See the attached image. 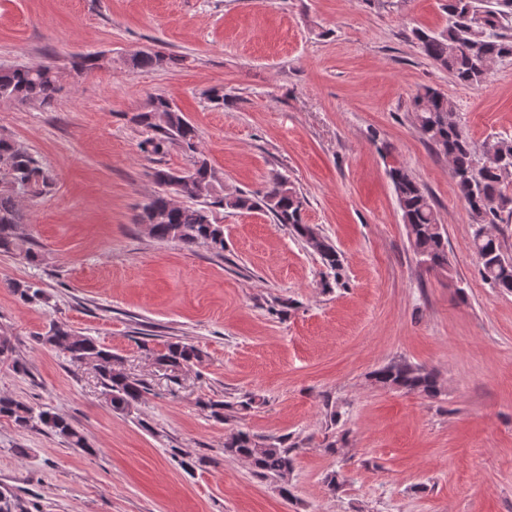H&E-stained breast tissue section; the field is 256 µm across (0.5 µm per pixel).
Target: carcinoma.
Instances as JSON below:
<instances>
[{"mask_svg": "<svg viewBox=\"0 0 512 512\" xmlns=\"http://www.w3.org/2000/svg\"><path fill=\"white\" fill-rule=\"evenodd\" d=\"M448 23L436 32L412 30L420 52L436 67L448 72L462 85L484 83L494 62L512 57V0H448ZM175 58L162 51L139 52L132 56V66L139 69L167 67ZM59 91L58 76L50 65L0 68V99L37 103L48 107ZM413 123L421 139L435 152L447 157L457 194L475 225L471 248L479 263V273L491 287L512 293V256L505 254L500 239L491 232L504 218H512V194L507 191V175H512V139H488L478 148L455 119V105L444 93L425 88L413 97ZM132 121L153 134L141 142V149L163 155L172 146L191 159L192 172L184 177L165 168L148 172L162 191L143 204L136 223L160 242H175L190 249L205 244L216 254L224 252V227L217 223L214 210H262L273 223L288 227L291 234L317 252L324 266L341 284L343 267L336 247L319 228L303 221V198L279 171L271 173L262 196L242 193L224 194V186L207 157L199 150L195 127L173 103L162 95L152 97L146 110ZM389 177L402 212L414 252L430 270L448 269V238L427 191L405 166H393ZM55 183V175L41 158L16 140L0 136V254L15 255L29 263L39 260L33 244L18 228L24 223L20 201L46 192ZM185 202L178 203L175 198ZM12 292L32 303L42 291L30 284L12 282ZM43 345L61 350L77 365H89L99 375L106 403L113 412L129 415L141 404L146 393L144 383L112 364V351L91 336L53 321L37 337ZM140 349L157 364L172 371L202 361L201 351L180 340L168 341L158 350L149 341ZM373 383L382 388L417 393L428 398L441 394L436 373L407 361L387 364L372 373ZM200 410L216 420L224 419L225 403L201 398ZM27 429L38 422L63 438L70 447L89 451L85 438L69 419L50 409L34 412L27 403L0 396V418ZM295 446L245 431H236L224 439V455L243 459L253 474L261 478H284L293 468Z\"/></svg>", "mask_w": 512, "mask_h": 512, "instance_id": "carcinoma-1", "label": "carcinoma"}]
</instances>
